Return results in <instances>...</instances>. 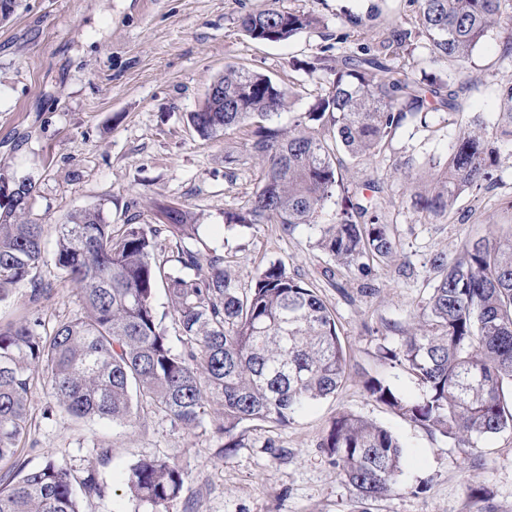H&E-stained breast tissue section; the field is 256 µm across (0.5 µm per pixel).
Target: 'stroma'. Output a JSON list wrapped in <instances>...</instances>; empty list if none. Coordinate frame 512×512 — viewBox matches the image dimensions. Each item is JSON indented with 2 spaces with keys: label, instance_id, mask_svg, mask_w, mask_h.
Here are the masks:
<instances>
[{
  "label": "stroma",
  "instance_id": "obj_1",
  "mask_svg": "<svg viewBox=\"0 0 512 512\" xmlns=\"http://www.w3.org/2000/svg\"><path fill=\"white\" fill-rule=\"evenodd\" d=\"M272 5L314 13L318 22L285 42L251 40L239 17ZM355 16L364 18L363 26L352 25ZM397 26H416L409 0H20L0 20V167L31 180V213L46 225V248L54 246L56 224L73 211L100 206L112 223L150 224L153 200L164 198L197 216L192 249L204 258L225 255L240 287H249L258 268L281 260L291 276L315 288L336 320L350 373L334 395L288 425L245 423L234 448L225 447L208 417L193 429L151 408L121 425L75 419L55 408L42 378H35L33 424L19 459L32 468L51 458L78 475L95 469L109 493L84 500L83 512H151L125 490L130 465L150 457L176 458L187 474L168 512H512V429L458 448L377 403L361 381L368 374L421 400L423 387L385 352L400 349L427 297L432 258L455 254L468 240L512 233V146L506 144L491 183L461 195L450 213L426 215L414 205L444 170L461 132L493 130L512 84L501 30L491 29L456 75L457 124L440 113L424 126L407 123L380 154L348 163L347 182L382 183L384 221L401 244L397 261L366 278L336 273L334 261L314 246L334 204L318 224L290 236L277 224L228 226L227 215L242 210L261 177L243 152L246 130L204 137L188 119L233 64L280 83L295 80L296 95L272 118L292 125L311 111L323 80L292 70V61L310 60L326 44L345 56ZM37 275L52 290L38 306L43 319L54 324L80 313L78 286L64 281L53 261ZM366 282L374 295L361 294ZM341 411L375 421L401 442L389 495L360 500L322 448Z\"/></svg>",
  "mask_w": 512,
  "mask_h": 512
}]
</instances>
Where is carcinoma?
Listing matches in <instances>:
<instances>
[{
    "mask_svg": "<svg viewBox=\"0 0 512 512\" xmlns=\"http://www.w3.org/2000/svg\"><path fill=\"white\" fill-rule=\"evenodd\" d=\"M417 6L418 34L430 55L448 64L447 77L418 79L383 57L410 45L412 31L362 44L335 62L333 45L307 63L328 75L307 121L284 129L267 123L295 94L271 77L234 65L211 84L204 105L191 113L194 129L213 136L248 120L247 158L261 165L260 184L248 207L229 220L249 228L278 224L285 233L315 222L342 189L335 218L320 228L314 247L338 272L363 277L400 256L391 225L383 220L382 192L344 188V153L361 161L382 151L409 120L457 109L454 77L488 31L505 33L512 54L508 0H410ZM307 12L267 8L240 19L259 43H278L311 28ZM490 136L463 131L451 147L444 176L415 204L428 214L449 212L459 196L492 179L498 143L512 141V88ZM371 195H365V191ZM32 183L0 171V303L30 286L29 304L50 289L36 281L44 262L45 225L29 217ZM161 224H112L102 208L78 210L56 227L53 261L79 287L82 312L46 330L25 314L0 323V512H80V499L101 498L107 485L94 470L78 476L52 459L28 469L18 452L31 426L29 393L36 371L55 404L77 419L129 423L144 407L173 423L194 428L210 403L221 407L219 433L236 446L238 427L250 421L286 425L309 404L336 392L348 379L346 353L336 320L317 292L275 261L238 286L222 254L201 259L186 241L196 237L195 215L155 203ZM165 236L170 255H156ZM434 285L416 321L391 360L410 371L424 389L420 401L403 399L389 384L366 377L376 402L405 420L463 448L512 427V234L466 242L459 258L431 263ZM165 290L182 347L173 348L154 306ZM322 447L364 500L390 494L402 445L388 429L350 412L333 419ZM187 475L170 458H142L130 466V496L167 512Z\"/></svg>",
    "mask_w": 512,
    "mask_h": 512,
    "instance_id": "carcinoma-1",
    "label": "carcinoma"
}]
</instances>
